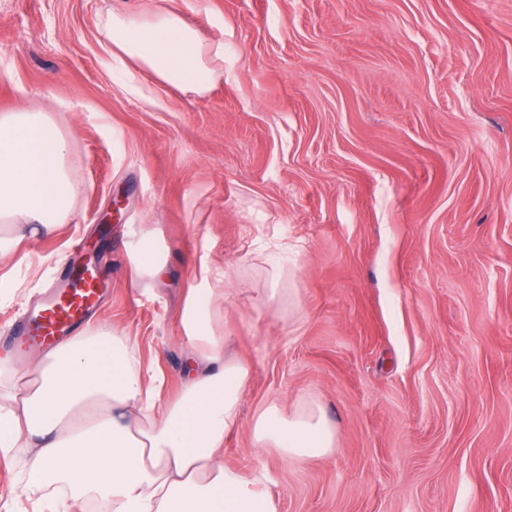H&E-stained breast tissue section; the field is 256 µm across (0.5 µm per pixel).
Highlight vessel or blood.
<instances>
[{
    "instance_id": "b4317fda",
    "label": "vessel or blood",
    "mask_w": 512,
    "mask_h": 512,
    "mask_svg": "<svg viewBox=\"0 0 512 512\" xmlns=\"http://www.w3.org/2000/svg\"><path fill=\"white\" fill-rule=\"evenodd\" d=\"M97 282L92 270H82L71 287L57 291L39 303L27 323V343L50 346L72 334L98 302L101 290Z\"/></svg>"
}]
</instances>
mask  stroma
I'll return each mask as SVG.
<instances>
[{"mask_svg":"<svg viewBox=\"0 0 512 512\" xmlns=\"http://www.w3.org/2000/svg\"><path fill=\"white\" fill-rule=\"evenodd\" d=\"M163 8L223 42L209 93L113 80L108 14ZM25 104L53 113L88 190L59 233L0 260L21 284L0 356L34 363L30 301L88 256L106 281L94 320L176 396L206 267L226 353L252 365L224 462L266 471L281 512H512V0H0V113ZM140 224L169 253L146 290ZM306 398L332 455L254 446L259 408ZM27 457L0 452V512H33Z\"/></svg>","mask_w":512,"mask_h":512,"instance_id":"stroma-1","label":"stroma"}]
</instances>
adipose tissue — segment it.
<instances>
[{
  "label": "adipose tissue",
  "mask_w": 512,
  "mask_h": 512,
  "mask_svg": "<svg viewBox=\"0 0 512 512\" xmlns=\"http://www.w3.org/2000/svg\"><path fill=\"white\" fill-rule=\"evenodd\" d=\"M110 59L131 83L151 77L202 95L224 78L204 54L197 30L175 9L149 16L115 13L104 31ZM68 136L52 113L21 107L0 113V259L68 223L84 183ZM139 277L157 279L167 259L155 231L140 226L133 250ZM222 288H194L181 329L185 381L172 399L163 379L132 353V339L89 321L26 368L24 390L0 387V450L29 451L24 487L34 512H70L86 495L110 512H280L265 471L243 475L224 463V438L239 425L252 366L227 356L216 321ZM256 447L288 461L334 451L335 431L314 401L291 413L269 405L251 424Z\"/></svg>",
  "instance_id": "adipose-tissue-1"
}]
</instances>
